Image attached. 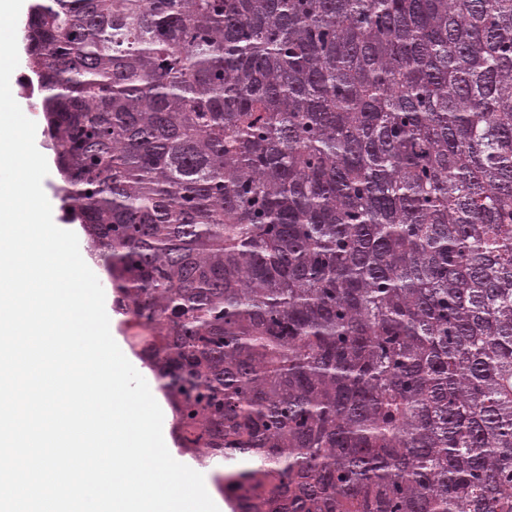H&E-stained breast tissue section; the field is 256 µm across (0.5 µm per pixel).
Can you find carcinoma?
<instances>
[{
	"label": "carcinoma",
	"mask_w": 512,
	"mask_h": 512,
	"mask_svg": "<svg viewBox=\"0 0 512 512\" xmlns=\"http://www.w3.org/2000/svg\"><path fill=\"white\" fill-rule=\"evenodd\" d=\"M45 146L236 512H512V0H35Z\"/></svg>",
	"instance_id": "1"
}]
</instances>
